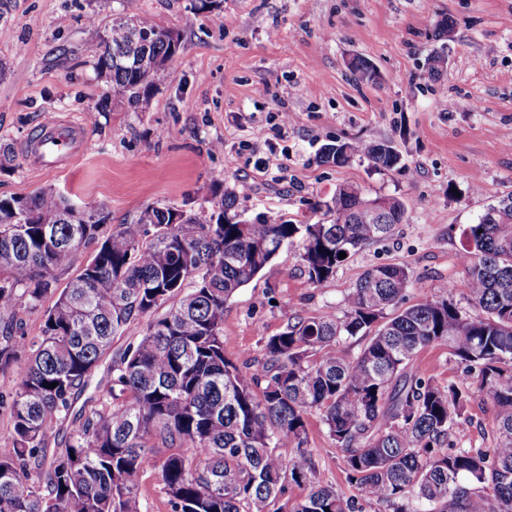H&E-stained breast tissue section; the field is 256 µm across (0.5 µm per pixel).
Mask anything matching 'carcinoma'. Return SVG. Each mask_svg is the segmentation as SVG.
Masks as SVG:
<instances>
[{
    "mask_svg": "<svg viewBox=\"0 0 512 512\" xmlns=\"http://www.w3.org/2000/svg\"><path fill=\"white\" fill-rule=\"evenodd\" d=\"M119 4L99 35L93 67L105 91L93 113L142 107L175 53L169 30L131 0ZM342 147L328 145L319 161L342 166L360 154L380 170L399 160L384 142ZM235 199L225 191L208 217L151 204L118 229L97 202L71 203L50 188L0 199V372L27 359L14 390L0 395L12 425L0 512H140L152 469L171 512H357L316 479L310 454L279 452L303 444L311 412L343 453L349 483L384 512H420L416 503L512 512V194L464 231L468 308H401L408 268L375 265L349 289L342 315L296 318L267 339L265 362L249 373L224 354V304L286 245L298 246L310 284L328 281L339 253L349 259L387 238L406 205L341 185L322 224H226ZM91 245L80 273L59 287L67 260ZM22 303L43 309L34 336L18 316ZM142 321L143 334L115 353L97 399L47 457L49 434L71 416L113 338ZM352 338L363 345L351 359L343 344ZM442 344L467 386L413 368L422 350ZM472 388L496 406L492 448L454 445ZM291 483L307 490L301 500L286 497Z\"/></svg>",
    "mask_w": 512,
    "mask_h": 512,
    "instance_id": "1",
    "label": "carcinoma"
}]
</instances>
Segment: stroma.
I'll use <instances>...</instances> for the list:
<instances>
[{"label":"stroma","mask_w":512,"mask_h":512,"mask_svg":"<svg viewBox=\"0 0 512 512\" xmlns=\"http://www.w3.org/2000/svg\"><path fill=\"white\" fill-rule=\"evenodd\" d=\"M181 45L147 106L112 105L87 114L105 84L92 66L98 29L117 0H11L0 38V144L16 160L0 174V198L51 187L72 200L95 198L112 225L130 224L147 205L166 202L211 212L214 188L236 193L244 219L286 224L324 221L325 204L343 184L369 197L395 196L407 220L366 246L320 286L302 272L298 248L272 263L224 306V352L241 370L264 360L268 337L296 316L339 315L350 287L369 267L402 264L404 299L453 300L465 306L459 261L464 229L497 198L512 193V0H138ZM453 23L439 40L440 20ZM446 65L426 66L434 52ZM370 62L379 79L361 80L349 61ZM288 113L280 125L279 113ZM47 120L87 127L82 152L55 172L34 169L23 145ZM388 141L400 156L376 170L354 158L339 167L318 160L336 141ZM223 150H214V142ZM249 193H242V185ZM441 384L464 376L447 346L414 363ZM496 409L472 393L453 440L489 448ZM303 446L319 481L347 497L342 454L319 413L308 414Z\"/></svg>","instance_id":"stroma-1"}]
</instances>
